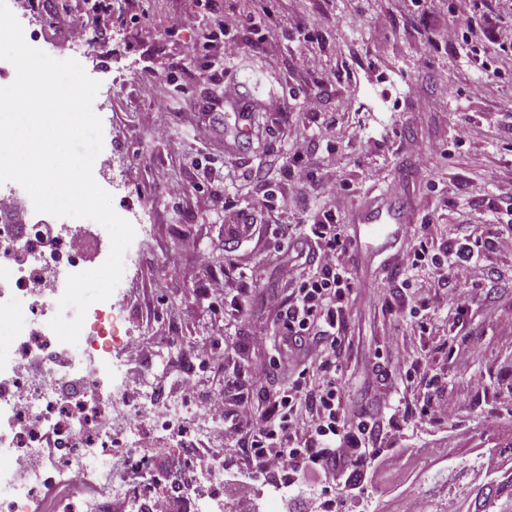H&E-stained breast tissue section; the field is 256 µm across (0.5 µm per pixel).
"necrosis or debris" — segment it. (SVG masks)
I'll use <instances>...</instances> for the list:
<instances>
[{
  "mask_svg": "<svg viewBox=\"0 0 512 512\" xmlns=\"http://www.w3.org/2000/svg\"><path fill=\"white\" fill-rule=\"evenodd\" d=\"M80 242L72 225L0 215V315L24 320L0 322V512H161L165 501L221 512L224 457L205 445L224 420L191 391L195 365L178 376L186 392L129 387L122 353L137 339L114 335L108 300L87 311L81 351L50 328L68 275L84 269ZM157 432L173 442L179 470H155ZM98 474L105 483L87 493Z\"/></svg>",
  "mask_w": 512,
  "mask_h": 512,
  "instance_id": "4bbe7bcc",
  "label": "necrosis or debris"
}]
</instances>
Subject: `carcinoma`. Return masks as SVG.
Segmentation results:
<instances>
[{"mask_svg":"<svg viewBox=\"0 0 512 512\" xmlns=\"http://www.w3.org/2000/svg\"><path fill=\"white\" fill-rule=\"evenodd\" d=\"M504 451L485 448L471 458L452 461L451 476L438 474L448 493L437 500H424L426 512H512V473L484 480L482 473L505 464Z\"/></svg>","mask_w":512,"mask_h":512,"instance_id":"cac0c4a2","label":"carcinoma"}]
</instances>
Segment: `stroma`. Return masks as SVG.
I'll list each match as a JSON object with an SVG mask.
<instances>
[{
	"instance_id": "obj_1",
	"label": "stroma",
	"mask_w": 512,
	"mask_h": 512,
	"mask_svg": "<svg viewBox=\"0 0 512 512\" xmlns=\"http://www.w3.org/2000/svg\"><path fill=\"white\" fill-rule=\"evenodd\" d=\"M111 0L107 24L91 25L82 66L99 81L93 101L102 112V155L111 163L99 175L115 212H138L147 232L112 294L121 328L150 340L165 334L170 352L153 368H125L130 386L171 385L179 359L210 343L233 384L229 396L258 408L295 376L277 337L256 345L255 323L266 318L264 297L279 288L278 265L302 253L285 231L315 224L326 214L353 225L356 203L371 190L393 195L424 225L435 251L479 238L480 259L456 268L452 287L472 301L464 315H430L420 332L410 315L433 283L428 267L412 270L405 288L393 268L394 248L380 243L348 249L356 292L344 302L347 346L336 371L348 422L369 416L384 423L373 445L357 449L353 481L337 484L332 512H401L408 497L432 489V476L448 467L449 453L470 457L512 440V256L492 246L512 235V62L487 57L475 65L465 47L443 32L463 9L461 0ZM220 16L242 51L222 61L197 55V33L169 31L172 10ZM32 12L43 31L40 50L68 58L69 16L30 8L17 0L15 15ZM263 14L260 30L246 19ZM500 75L487 79L484 67ZM336 73L319 88L323 71ZM240 86L237 101L224 84ZM336 137L319 142L303 160L311 182L294 183L290 140L326 120ZM216 137L199 140L200 124ZM441 143L444 155L424 159ZM347 190H332L328 171ZM183 192L169 196L170 183ZM196 240V252L183 250ZM230 288L215 289L218 280ZM477 340L468 351L467 340ZM415 356L421 373H435L432 388L458 406L454 421L423 416L407 382L391 374L399 347ZM270 372L265 383L255 368ZM485 388H470L474 375ZM409 410L398 409L400 399ZM237 419L224 409L216 446L224 454V506L228 512H264L268 488L244 505L231 495L241 451ZM401 468L382 475L390 455Z\"/></svg>"
}]
</instances>
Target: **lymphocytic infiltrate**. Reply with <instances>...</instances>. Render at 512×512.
Masks as SVG:
<instances>
[{"instance_id": "obj_1", "label": "lymphocytic infiltrate", "mask_w": 512, "mask_h": 512, "mask_svg": "<svg viewBox=\"0 0 512 512\" xmlns=\"http://www.w3.org/2000/svg\"><path fill=\"white\" fill-rule=\"evenodd\" d=\"M166 25L171 30L195 28L202 48L221 51L223 57L232 58L241 51L237 41L218 38L217 26L202 22L196 15L171 13ZM448 35L462 39L472 57L486 53L503 61L512 60V39H490L475 17L450 21ZM298 235L313 243L316 258L309 266L301 260L281 265L284 291L266 295L268 318L256 329L255 341L260 344L276 335L283 343L305 346L309 366L274 396L267 411L242 406L240 417L248 429L240 442L257 472L272 477L292 465L297 481L309 480L313 485L330 487L335 485L359 441H373L380 427L362 421L352 428L338 414V358L331 338L342 333L341 305L355 286L351 271L340 260L347 250L344 228L339 224H302ZM411 240L403 257L406 269L432 267L440 281L448 280L456 265L480 258L469 241L443 258L430 251L424 232H413Z\"/></svg>"}]
</instances>
